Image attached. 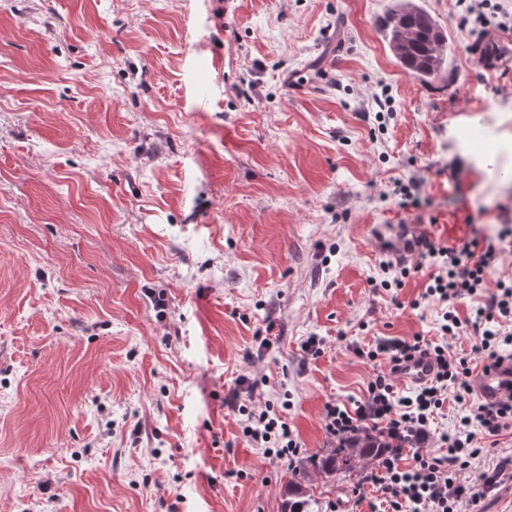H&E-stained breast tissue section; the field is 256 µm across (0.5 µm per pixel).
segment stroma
<instances>
[{
	"label": "stroma",
	"instance_id": "1",
	"mask_svg": "<svg viewBox=\"0 0 512 512\" xmlns=\"http://www.w3.org/2000/svg\"><path fill=\"white\" fill-rule=\"evenodd\" d=\"M419 2L448 35L427 83L382 39L393 0H0V512H281L326 403L373 375L355 347L438 340L371 228H512V30ZM490 116L505 151L473 159L459 131ZM243 375L293 461L243 436Z\"/></svg>",
	"mask_w": 512,
	"mask_h": 512
}]
</instances>
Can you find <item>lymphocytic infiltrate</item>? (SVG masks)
I'll list each match as a JSON object with an SVG mask.
<instances>
[{"label":"lymphocytic infiltrate","instance_id":"f902f5d3","mask_svg":"<svg viewBox=\"0 0 512 512\" xmlns=\"http://www.w3.org/2000/svg\"><path fill=\"white\" fill-rule=\"evenodd\" d=\"M420 262L428 274L422 300L438 306L437 325L442 335L433 342L423 336H389L379 339L366 353L377 368L363 397L351 403L327 404L325 430L333 437L377 429L403 441V448L385 449L379 464L367 476L381 492L387 512H404L408 505L425 512H462L475 506L496 489L503 478H512V455L502 457L493 469L481 472L476 482L462 475L482 452V439L512 428V393L494 405L474 401L470 377L476 362L493 365L512 345V332L502 323L512 320V283H498L488 292L484 284L496 259L506 251L503 239H472L448 248L423 239L417 244ZM470 302L468 316L457 306ZM470 337V353H454L449 338ZM429 359L431 376L419 383L410 396H398L395 380L401 366L415 358ZM462 405L455 433L433 434L431 423L447 400ZM243 435L264 455L290 459L300 444L281 418L269 410L235 401Z\"/></svg>","mask_w":512,"mask_h":512}]
</instances>
